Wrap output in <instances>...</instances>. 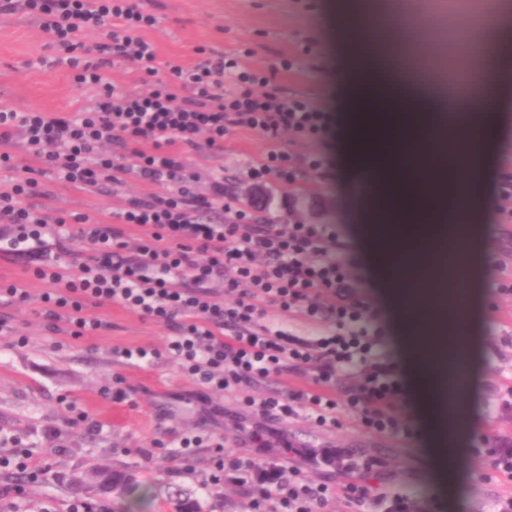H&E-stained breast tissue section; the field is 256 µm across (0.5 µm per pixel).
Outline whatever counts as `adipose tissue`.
Segmentation results:
<instances>
[{
  "label": "adipose tissue",
  "instance_id": "ef3b65f1",
  "mask_svg": "<svg viewBox=\"0 0 512 512\" xmlns=\"http://www.w3.org/2000/svg\"><path fill=\"white\" fill-rule=\"evenodd\" d=\"M486 47L477 40L449 51L445 42L427 36L412 67L432 79L453 82L468 78ZM336 70L347 91L342 98L344 121L365 127L375 114L365 113L366 97L388 103L401 116L405 130L400 152L390 155L380 172L389 191L374 203L381 223L363 228L368 253L392 275L391 293L399 308L397 324L411 360V374L425 395L423 411L436 421L430 456L439 464L440 484H447L448 461L461 453L463 411L448 412V392L462 393L473 382L471 363L480 310L485 306V227L476 213L488 188L484 162L494 148L493 134L503 110L500 98L486 99L453 132L442 130L433 114L394 99L373 73L338 57ZM466 279L468 323L456 321V284Z\"/></svg>",
  "mask_w": 512,
  "mask_h": 512
}]
</instances>
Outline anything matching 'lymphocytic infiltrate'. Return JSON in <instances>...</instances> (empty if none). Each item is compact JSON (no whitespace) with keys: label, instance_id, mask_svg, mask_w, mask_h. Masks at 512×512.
Wrapping results in <instances>:
<instances>
[{"label":"lymphocytic infiltrate","instance_id":"obj_1","mask_svg":"<svg viewBox=\"0 0 512 512\" xmlns=\"http://www.w3.org/2000/svg\"><path fill=\"white\" fill-rule=\"evenodd\" d=\"M157 6L158 0H0V17L29 18L56 52L51 60L27 61V69L65 66L77 89L95 94L94 107L81 103L65 114L0 105V170L13 173L0 183V253H38L33 273L45 286L44 315L66 319L72 336L105 328V321L86 315L91 304L118 305L164 324L170 331L164 350L131 345L114 349V357L138 366L164 352L201 392H243L244 411L226 416L247 444H285L280 424L302 411L320 426L335 421L332 390L341 373L352 378L342 400L364 428L397 434L391 402L397 381L358 299L360 281L336 226L287 224L257 215L253 199L224 196V138L236 131L265 142L243 173L246 181L293 191L322 170V155L284 143L314 139L324 126L309 97L291 88L302 69L282 56L268 71H242L237 57L213 50L192 67L175 57L160 60L148 37L159 23ZM91 33L99 41L87 42ZM112 69L133 72L146 91L113 81ZM191 152L197 163L188 161ZM40 173L112 195L124 194L133 175L152 190L126 196L123 208L106 216L73 215L79 229L72 233L67 220L34 205ZM76 238L85 249L73 248ZM269 305L332 329L299 336L266 322ZM286 372L306 376L305 385L252 396L260 382ZM6 442L0 468L21 476L10 488L19 497L45 470L32 466L19 436ZM298 455L297 465L260 467L219 449L202 484L232 478L247 494V512H315L336 489L304 482L301 463L328 466L330 475L344 478L352 501L370 497L355 473L385 477L375 456L357 462L340 448ZM373 500L384 512L412 509L396 491Z\"/></svg>","mask_w":512,"mask_h":512}]
</instances>
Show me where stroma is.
I'll use <instances>...</instances> for the list:
<instances>
[{
    "instance_id": "1",
    "label": "stroma",
    "mask_w": 512,
    "mask_h": 512,
    "mask_svg": "<svg viewBox=\"0 0 512 512\" xmlns=\"http://www.w3.org/2000/svg\"><path fill=\"white\" fill-rule=\"evenodd\" d=\"M160 22L149 36L161 58L178 57L199 62L197 46L235 53L243 68H267L276 53H292L306 72L296 83L325 117L324 129L309 142L308 150L326 159L322 172L296 194L275 186L264 189L259 205L263 213L283 219L299 215L306 222L333 224L347 247L354 274L361 281L359 299L379 330L385 352L397 375L401 391L396 398L401 421L393 437L367 433L347 406L336 409V422L324 427L298 419L285 428L299 448H344L358 458H382L391 480L399 484L414 504V512H498L501 499L512 498V479L491 469L498 438L512 439V225L497 223L495 191H488L480 219L487 226L485 257L486 317L481 327L480 356L475 368L470 403L474 414L464 455L455 460L460 487L456 496L438 497L426 459V434L417 406L418 392L401 361L396 334V308L384 278L371 263L362 244V224L373 220L368 208L369 188L378 186L376 174L345 148L339 137L340 93L336 56L347 44L371 49L364 32H347L334 24L327 0H161ZM48 38L30 20L0 19V103L24 109L71 111L79 93L65 68L39 72L24 68L26 60L48 55ZM479 87L464 83L436 86L433 105L447 112L466 97L484 99L496 94L501 76L494 55H487ZM259 135L240 132L224 140V193H250V183L239 174L247 162L260 155ZM39 205L48 212H110L122 205L105 192H83L50 178L40 180ZM305 206L296 209V198ZM26 281L31 298L25 304L0 310L7 325L0 330V434L20 436L30 447L36 465L46 467L43 482L29 485L18 501L0 497V512H68L76 496L71 486L75 474L107 467L130 474L140 489L154 491L145 512H175L184 498L195 499L201 512H244L246 496L232 482L205 488L200 481L212 443L223 442L228 453L239 452L234 429L211 426L209 443L194 460L176 459L175 442L202 426L203 405L196 385L175 365L160 358L144 367L118 363L112 350L131 344L164 349L168 329L117 305L88 306L89 315L109 322V329L76 338L66 322L50 331L40 295L43 286L33 280L27 258L0 255V281ZM27 336L26 348L12 346L14 334ZM122 375L124 401L104 395ZM154 459L144 463L141 450ZM486 460L478 462L475 453Z\"/></svg>"
}]
</instances>
